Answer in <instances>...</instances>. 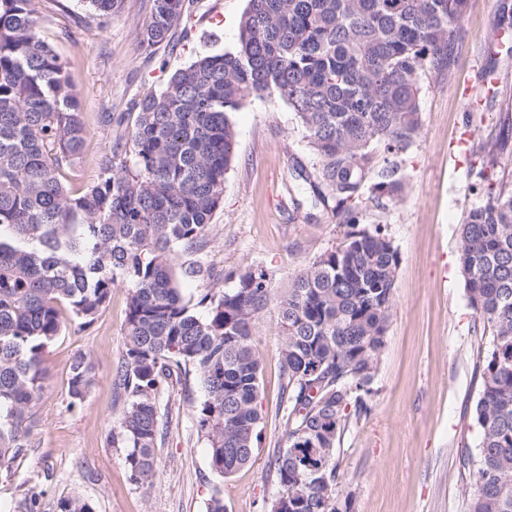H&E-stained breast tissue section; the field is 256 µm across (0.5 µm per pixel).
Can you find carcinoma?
Instances as JSON below:
<instances>
[{
	"mask_svg": "<svg viewBox=\"0 0 512 512\" xmlns=\"http://www.w3.org/2000/svg\"><path fill=\"white\" fill-rule=\"evenodd\" d=\"M98 16L123 0H87ZM468 0H247L233 49L205 53L138 103L131 132L116 141L98 181L70 193L86 134L68 66L38 34L33 0H0V468L24 454L43 391L42 354L66 320L90 326L120 283L128 285L124 351L114 375L122 404L112 446L126 449L130 480L150 483L160 436L157 397L169 378L195 375L196 415L211 469L229 477L252 459L261 413L254 334L272 278L262 267L229 273L226 289L195 304L176 276L180 250L198 252L237 147L232 113L249 97L283 100L318 159L297 177L314 202L333 205L348 227L289 281L277 335L285 447L275 451L271 512H350L336 498V442L349 418L369 411L393 308L399 254L359 212L403 199L405 155L421 133L422 85L452 76ZM185 0H152L139 33L148 50L183 20ZM512 53V0L492 24ZM129 145L132 163L119 149ZM504 145L472 144L484 203L461 227L459 267L489 347L478 356L480 432L470 512H512V178L498 169ZM202 307L199 315L195 308ZM94 364L70 365L69 405H81ZM30 490L17 512H40ZM58 512H94L80 496Z\"/></svg>",
	"mask_w": 512,
	"mask_h": 512,
	"instance_id": "cac0c4a2",
	"label": "carcinoma"
}]
</instances>
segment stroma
Here are the masks:
<instances>
[{
	"instance_id": "obj_1",
	"label": "stroma",
	"mask_w": 512,
	"mask_h": 512,
	"mask_svg": "<svg viewBox=\"0 0 512 512\" xmlns=\"http://www.w3.org/2000/svg\"><path fill=\"white\" fill-rule=\"evenodd\" d=\"M40 36L69 64L86 127L83 159L66 177L83 193L112 155L118 128H132L138 101L162 90L172 74L198 56L233 47L247 0H190L170 43L141 49L138 33L151 0H124L108 17L81 0L47 8L35 0ZM497 0H469L464 31L453 49L451 80L422 78L423 128L410 151L403 201L373 212L361 227H382L399 253L394 305L378 355L368 413L350 416L336 443V496L351 512H469L463 460L480 441L473 422L478 396L476 358L486 339L470 307L458 269L460 226L484 201L462 146L468 135L503 142L499 164L512 173V97L474 109L485 98L484 74L494 71L512 88V54L490 53ZM123 117L108 125L105 114ZM237 148L225 176L205 248L182 253L210 266L212 276L182 281L185 300L225 287V276L247 264L263 266L275 292L309 260L337 246L345 232L331 209L290 197L296 167L313 171L317 159L287 104L247 99L234 114ZM126 285L85 329L68 324L42 356L45 388L35 408L28 450L0 471V512H14L27 489L41 491V512H57L60 499L78 494L95 512H207L213 497L224 512H270L277 493L275 449L284 447L277 335L278 308L257 323L262 363L258 406L263 415L253 462L233 476L217 475L195 416L203 400L196 378L170 381L159 394L164 440L155 450L150 484L135 485L125 451L109 435L118 417L113 372L124 349ZM96 365L95 383L82 405L70 407L68 377L76 354Z\"/></svg>"
}]
</instances>
